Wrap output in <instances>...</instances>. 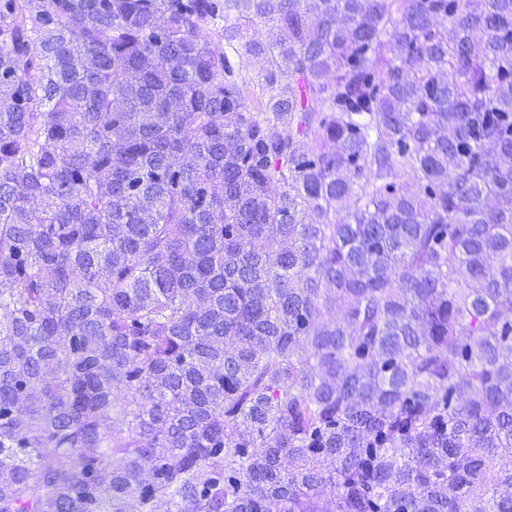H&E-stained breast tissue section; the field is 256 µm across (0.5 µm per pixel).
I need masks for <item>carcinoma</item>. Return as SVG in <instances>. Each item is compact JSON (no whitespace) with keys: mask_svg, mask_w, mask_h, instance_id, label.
Segmentation results:
<instances>
[{"mask_svg":"<svg viewBox=\"0 0 512 512\" xmlns=\"http://www.w3.org/2000/svg\"><path fill=\"white\" fill-rule=\"evenodd\" d=\"M0 512H512V0H0Z\"/></svg>","mask_w":512,"mask_h":512,"instance_id":"cac0c4a2","label":"carcinoma"}]
</instances>
